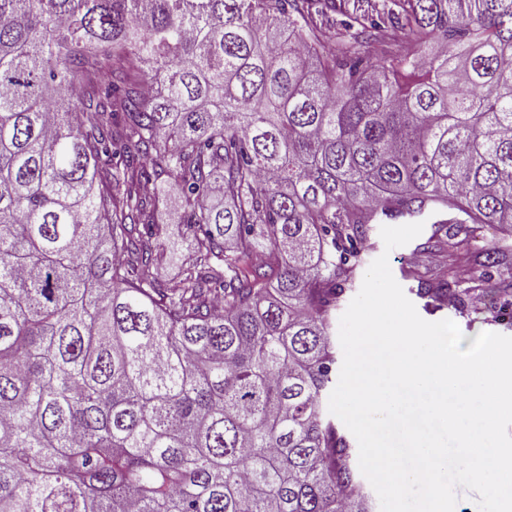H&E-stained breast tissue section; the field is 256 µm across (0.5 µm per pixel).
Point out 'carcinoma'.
<instances>
[{
    "instance_id": "obj_1",
    "label": "carcinoma",
    "mask_w": 512,
    "mask_h": 512,
    "mask_svg": "<svg viewBox=\"0 0 512 512\" xmlns=\"http://www.w3.org/2000/svg\"><path fill=\"white\" fill-rule=\"evenodd\" d=\"M344 16L0 0V512H371L336 309L374 224H512V0ZM471 261L498 318L512 255Z\"/></svg>"
}]
</instances>
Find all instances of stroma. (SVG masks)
Segmentation results:
<instances>
[{
    "label": "stroma",
    "mask_w": 512,
    "mask_h": 512,
    "mask_svg": "<svg viewBox=\"0 0 512 512\" xmlns=\"http://www.w3.org/2000/svg\"><path fill=\"white\" fill-rule=\"evenodd\" d=\"M452 217L453 214L449 211L426 212L421 217L424 224L421 234L408 244L389 252L384 249L379 227H372L362 254V264L339 304L340 309H347L361 288L368 266L385 253L389 256V266L394 279L402 287L407 298L413 301L420 317L430 322L443 319L454 321L464 336L462 348H469L475 336L483 332L512 336L511 322L500 320L482 323L474 320L472 314L462 310L460 306L433 309L426 306L424 299L418 298L417 290L423 281L450 273L459 276L462 287L468 288L471 297H478L481 285L470 273L467 252L476 251L489 242L498 243L512 250L511 225L452 224L446 231L438 228V221L451 220Z\"/></svg>",
    "instance_id": "1"
}]
</instances>
